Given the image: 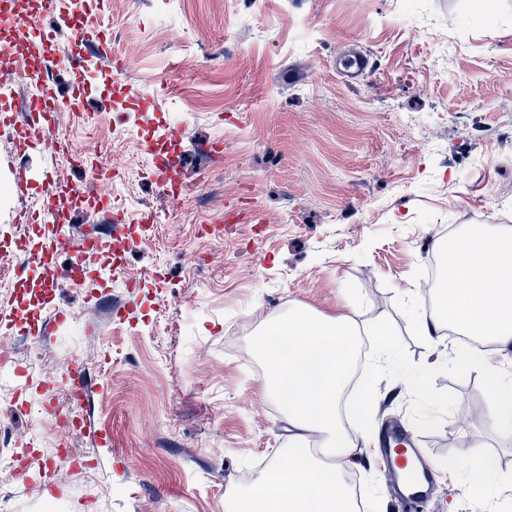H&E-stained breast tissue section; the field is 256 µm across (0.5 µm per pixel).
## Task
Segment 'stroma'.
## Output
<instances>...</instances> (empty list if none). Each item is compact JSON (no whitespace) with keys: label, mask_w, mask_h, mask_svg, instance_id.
I'll list each match as a JSON object with an SVG mask.
<instances>
[{"label":"stroma","mask_w":512,"mask_h":512,"mask_svg":"<svg viewBox=\"0 0 512 512\" xmlns=\"http://www.w3.org/2000/svg\"><path fill=\"white\" fill-rule=\"evenodd\" d=\"M126 52L120 75L85 77L84 107L61 115L75 151L97 148L112 168L121 220L74 215L73 231L125 233L111 269L57 281L71 315L50 334L45 301L21 306L0 283V461L33 440L25 478L0 474V512H225L243 473L289 465L283 404L253 369L247 339L293 310L351 316L388 329L390 361L365 368L372 431L342 419L359 453L362 512H401L377 438L398 423L435 462L429 512H481L463 470L471 449L512 475V438L494 426L481 374L452 364L454 344H430L413 307L424 306L427 247L454 224L512 227V151L495 141L512 122V0H99L95 11ZM367 50L376 67L347 82L336 58ZM175 87L150 123L135 89ZM183 130L181 144L166 126ZM440 147L423 148V134ZM0 130V252L24 257L16 217L40 207L45 172L90 188L92 166H72L39 144L18 155ZM176 152L180 198L163 191L147 148ZM26 174L28 195L14 182ZM153 216L142 230L141 216ZM135 279L139 288H127ZM82 361L89 403H64L58 360ZM430 370V396L404 380ZM56 376L63 411L91 415L97 436L68 437L39 421L38 382ZM96 459L55 493L34 494L52 448ZM456 459L461 468L441 470Z\"/></svg>","instance_id":"obj_1"}]
</instances>
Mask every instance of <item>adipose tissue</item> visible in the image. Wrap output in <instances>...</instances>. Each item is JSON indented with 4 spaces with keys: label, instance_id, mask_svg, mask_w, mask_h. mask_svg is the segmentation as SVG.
Returning a JSON list of instances; mask_svg holds the SVG:
<instances>
[{
    "label": "adipose tissue",
    "instance_id": "1",
    "mask_svg": "<svg viewBox=\"0 0 512 512\" xmlns=\"http://www.w3.org/2000/svg\"><path fill=\"white\" fill-rule=\"evenodd\" d=\"M451 274L461 286L442 298L419 319L428 338L441 336L455 320L470 336L488 337L492 349H457L455 365L480 371L492 402L498 430L512 435V372L497 353L512 349V233L486 225L471 226L456 243ZM368 337L371 357L383 366L391 353L386 330L359 326L349 316L321 320L292 311L268 323L256 347L269 366L270 391L283 401L294 434L288 443L290 470L271 465L254 487L229 492L226 512H355L344 481V467L356 456L338 417L340 396L359 337ZM322 437L321 448L310 435ZM467 471V484L476 492L487 487L512 489V477L502 473L493 455L477 452Z\"/></svg>",
    "mask_w": 512,
    "mask_h": 512
}]
</instances>
